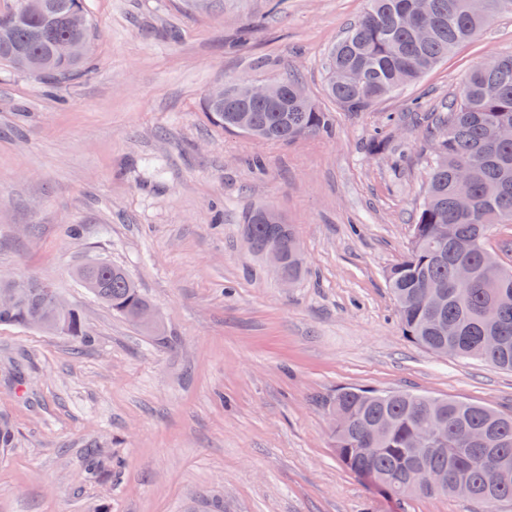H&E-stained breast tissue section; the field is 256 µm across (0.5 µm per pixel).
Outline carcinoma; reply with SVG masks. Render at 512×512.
<instances>
[{
  "instance_id": "1",
  "label": "carcinoma",
  "mask_w": 512,
  "mask_h": 512,
  "mask_svg": "<svg viewBox=\"0 0 512 512\" xmlns=\"http://www.w3.org/2000/svg\"><path fill=\"white\" fill-rule=\"evenodd\" d=\"M35 8L20 13L17 0L0 7V64L28 73V62H43L35 76L62 82L82 72L79 60L55 54L61 39L92 43L91 23L75 31L67 19L85 10L84 0H33ZM412 0H368L364 14L327 52V92L347 112H365L377 100L394 94L433 69L455 46L471 38L502 13L512 14V0H426L428 34L415 35L404 11ZM224 101H204L213 125L241 132L236 118L244 112L254 132L270 143H291L332 132V115L310 97L282 91L274 99L249 95L242 81L225 84ZM435 150L423 202L412 226L407 253L385 272L397 305L403 335L436 354L478 359L512 371V264L487 262L488 236L497 224H512V141L495 130L512 125V55L476 66L459 97L436 119ZM264 207L243 215L245 243L258 257L274 249L288 277L304 271L289 224H265ZM448 225V238L437 239L438 226ZM473 269L470 282L456 283L455 267ZM82 286L113 311L136 322L149 300L121 266L106 261L81 266ZM438 287L439 306L422 308L417 295ZM46 316L44 284L36 279L11 307L0 306V324L32 327ZM66 335L90 342L76 309L63 315ZM328 413L342 420L332 429L333 447L354 474L394 495H456L465 485L468 500L482 512H503L512 505V414L489 406L442 399L409 391L361 386L340 387L322 399ZM437 423L439 437L419 447L416 431ZM13 423L0 416V448L15 447ZM443 474L440 484H421L418 476Z\"/></svg>"
}]
</instances>
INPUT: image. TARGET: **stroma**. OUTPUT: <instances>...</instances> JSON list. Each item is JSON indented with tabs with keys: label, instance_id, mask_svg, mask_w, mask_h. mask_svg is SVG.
<instances>
[{
	"label": "stroma",
	"instance_id": "obj_1",
	"mask_svg": "<svg viewBox=\"0 0 512 512\" xmlns=\"http://www.w3.org/2000/svg\"><path fill=\"white\" fill-rule=\"evenodd\" d=\"M85 7L87 72L49 84L0 65V275L56 288L93 338L0 324V415L18 429L0 457V512H208L215 500L224 512H479L457 496L400 499L347 470L320 400L363 386L512 411V372L408 341L384 279L433 153L408 114L447 107L475 65L512 55V15L347 112L326 94L325 53L365 0ZM291 72L332 113V135L266 144L202 110L227 81ZM257 205L299 239L293 287L244 243ZM96 257L147 294L162 338L80 285Z\"/></svg>",
	"mask_w": 512,
	"mask_h": 512
}]
</instances>
